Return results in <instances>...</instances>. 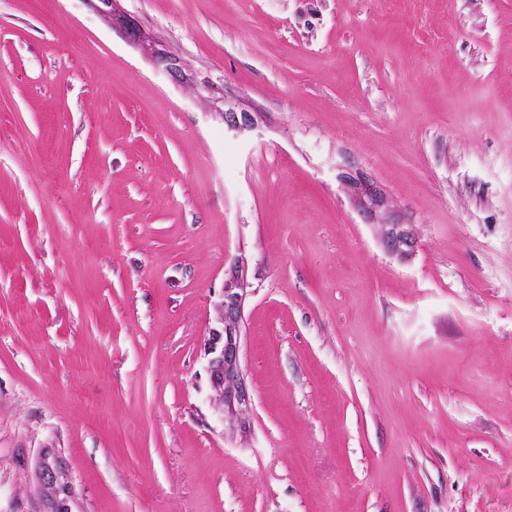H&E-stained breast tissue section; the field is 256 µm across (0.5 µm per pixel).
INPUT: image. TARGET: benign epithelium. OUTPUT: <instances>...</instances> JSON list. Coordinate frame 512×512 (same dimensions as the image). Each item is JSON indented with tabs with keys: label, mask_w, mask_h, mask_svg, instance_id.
<instances>
[{
	"label": "benign epithelium",
	"mask_w": 512,
	"mask_h": 512,
	"mask_svg": "<svg viewBox=\"0 0 512 512\" xmlns=\"http://www.w3.org/2000/svg\"><path fill=\"white\" fill-rule=\"evenodd\" d=\"M246 275L243 265H234L225 272L224 289L216 305L217 327L211 329L204 343L212 401L217 411L229 415L238 414L249 403L241 368L243 294L240 290ZM40 479L47 496L70 497L67 474L48 456L41 463Z\"/></svg>",
	"instance_id": "1"
}]
</instances>
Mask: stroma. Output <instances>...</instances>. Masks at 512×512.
I'll list each match as a JSON object with an SVG mask.
<instances>
[{
	"label": "stroma",
	"mask_w": 512,
	"mask_h": 512,
	"mask_svg": "<svg viewBox=\"0 0 512 512\" xmlns=\"http://www.w3.org/2000/svg\"><path fill=\"white\" fill-rule=\"evenodd\" d=\"M47 455L69 512H512V0H0V512ZM246 275L244 265H234L225 272L224 289L216 305L218 326L211 329L204 343L212 401L222 414L236 415L249 403L241 368L243 294L239 292Z\"/></svg>",
	"instance_id": "35a3bbf8"
}]
</instances>
